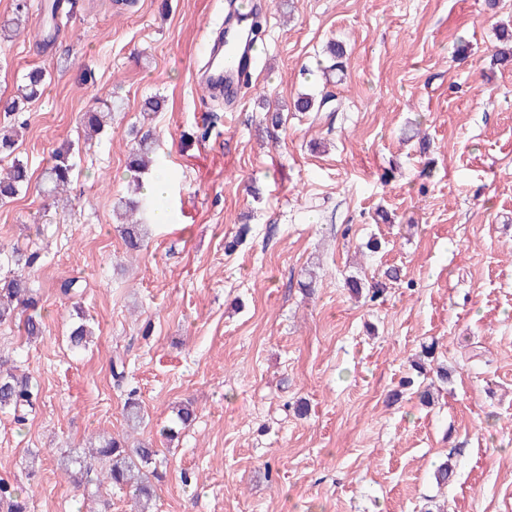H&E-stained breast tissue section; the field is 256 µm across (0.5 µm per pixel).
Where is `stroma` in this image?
I'll return each instance as SVG.
<instances>
[{
    "label": "stroma",
    "instance_id": "1",
    "mask_svg": "<svg viewBox=\"0 0 512 512\" xmlns=\"http://www.w3.org/2000/svg\"><path fill=\"white\" fill-rule=\"evenodd\" d=\"M74 2L50 46L34 37L45 0L0 36V101L26 67L50 75L22 113L0 111L33 175L81 113L123 104L77 156L67 203L32 188L0 204V248L41 254L43 314L34 341L0 325V354L39 392L25 422L0 411V479L30 512H131L129 491L88 499L58 465L127 435L157 451L153 512H512V66L491 60L512 0H261L264 44L233 110L197 81L225 0ZM302 93L330 99L298 112ZM145 121L158 158L135 177L126 141ZM160 175L169 221L127 253L113 207ZM69 278L78 299L60 292ZM78 306L83 348L67 339ZM187 401L194 421L166 439Z\"/></svg>",
    "mask_w": 512,
    "mask_h": 512
}]
</instances>
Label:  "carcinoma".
I'll return each mask as SVG.
<instances>
[{"label": "carcinoma", "instance_id": "obj_1", "mask_svg": "<svg viewBox=\"0 0 512 512\" xmlns=\"http://www.w3.org/2000/svg\"><path fill=\"white\" fill-rule=\"evenodd\" d=\"M498 45L494 62L507 67L512 64V30L501 28L497 33ZM47 83L46 72L31 66L22 75L17 98L5 101L4 111L17 112L21 105L37 99ZM328 99L324 95L303 94L295 103L299 112L320 111ZM119 107L113 102L103 110L92 109L83 114L84 143L92 140L111 124L112 109ZM130 168L138 171L153 160L157 153V139L152 130L141 128L131 131ZM16 129L0 130V162L7 161V168L0 171V203L15 199L31 186L28 163L16 155ZM75 162L72 147L67 145L54 153L53 162L46 167L38 182V190L52 201H57L67 192L72 182ZM136 186L135 196L122 198L117 206L121 219L120 234L125 247L130 251L141 248L149 216L154 214L152 201ZM36 252L25 253L14 247L8 252L0 251V267H14L13 275L0 283V324L18 321L25 334L30 337L42 334L43 320L39 300L25 276V270L38 260ZM92 331L84 323V317L74 323L70 331V342L75 348L83 346ZM0 409L9 410L14 417L23 421L33 412L34 392L31 381L25 374L18 373V367L10 359L0 356ZM87 461L83 453L74 449L59 458L60 468L73 476L72 466H79L80 483L101 489L106 485L126 487L136 499L138 512H149L155 497V489L148 477V468L156 457L155 449L146 444L128 446L125 441L109 438L101 447L90 454ZM0 512H28L26 498L19 488L0 480Z\"/></svg>", "mask_w": 512, "mask_h": 512}]
</instances>
